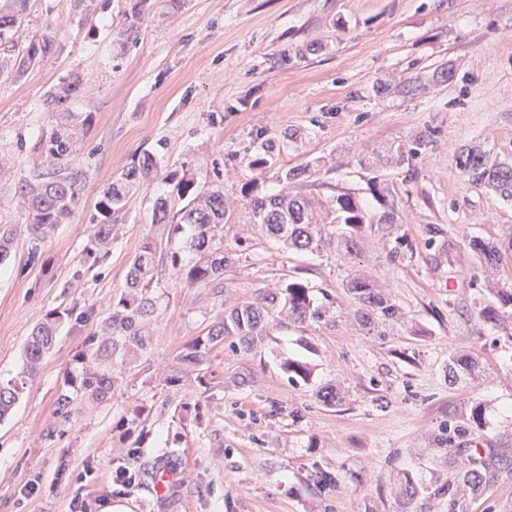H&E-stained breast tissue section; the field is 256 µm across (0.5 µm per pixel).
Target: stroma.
<instances>
[{"instance_id": "obj_1", "label": "stroma", "mask_w": 512, "mask_h": 512, "mask_svg": "<svg viewBox=\"0 0 512 512\" xmlns=\"http://www.w3.org/2000/svg\"><path fill=\"white\" fill-rule=\"evenodd\" d=\"M137 45L116 34L131 0H29L21 35L51 34L55 48L16 82L0 83V233L15 247L0 263V375L22 364L24 343L47 310L90 305L89 322L62 324L54 348L0 421V512H448L434 498L463 466L470 438L449 437L483 409L491 447L512 448V340L483 322L488 283L512 288V251L481 267L466 242L512 239V201L470 186L456 164L479 144L512 162V0H148ZM453 69L450 82L430 77ZM84 91L72 107L93 115L75 161L79 204L31 261L20 181L43 163L49 93L70 76ZM428 141L413 177L382 163L389 149ZM269 164H257L263 143ZM153 153L157 167L132 190L110 255L83 249L101 191ZM308 166L310 177L287 179ZM222 186L229 220L223 295L170 277L151 286L159 311L151 346L107 400L77 399L64 433L54 401L85 336L99 331L123 291L153 222L157 197L176 200ZM301 193L318 213L349 194L373 214L393 207L414 254L391 258L385 225L353 253L331 245L295 252L251 222L250 203ZM444 238L428 242L425 227ZM310 283L322 319L273 328L254 349L221 342L206 385L182 375L178 355L226 309L294 271ZM373 278L395 318L363 326L347 290ZM470 355L473 375L450 380L449 353ZM307 363L308 382L283 365ZM180 376L177 385L167 384ZM336 389L335 405L323 403ZM193 403L184 411V403ZM141 410L140 427L120 423ZM174 483L159 494L154 474ZM415 486L416 496L405 489ZM464 512H512V473L460 490Z\"/></svg>"}]
</instances>
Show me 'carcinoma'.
I'll use <instances>...</instances> for the list:
<instances>
[{"mask_svg": "<svg viewBox=\"0 0 512 512\" xmlns=\"http://www.w3.org/2000/svg\"><path fill=\"white\" fill-rule=\"evenodd\" d=\"M28 0H0V78L16 80L31 67L51 54L54 41L48 35L35 37L24 44L13 40L22 26ZM146 0H135L130 20L123 31L124 43L138 40L136 20L142 17ZM82 92V83L72 78L49 94L55 113V125L46 135L43 148L46 163L34 169L20 186V195L27 211V231L34 241L46 238L59 224L69 223L79 201L82 169L74 162L76 134L92 124V115L74 112L69 102ZM425 145L417 140L410 147H400L390 156L398 166L411 165L413 157ZM156 161L151 153L143 154L138 163L124 170L102 192L97 201V223L93 225L86 256L92 264L105 260L112 250L116 214L121 212L132 189L149 179ZM457 166L473 187L490 189L506 200H512V165L490 157L479 145H468L457 156ZM254 223L268 238L282 242L297 251L318 250L331 244L332 234L317 220L312 201L301 194H273L258 197L251 203ZM336 220L341 224V244L348 252L356 250L358 241L372 224L397 228L394 209L380 215L370 214L348 194L336 197ZM224 191L216 186L192 196L185 205L173 210L168 198L158 197L154 203V224L143 238L139 251L129 267L125 291L112 303V314L100 332L86 337L73 358L64 388L55 399L54 416L58 423H68L73 416L74 401L85 397L102 401L121 378L127 365L143 356L149 347L148 325L157 311V298L150 293L151 284L167 274L189 286L208 288L223 294L224 265L229 254L224 252ZM468 247L488 265L499 263L501 246L491 239L471 238ZM348 288L359 304L358 316L363 325L372 327L396 315L394 305L381 295L371 277L359 275L348 282ZM499 306H485L482 319L496 327L504 318H512V288H497ZM90 310L78 306L54 308L34 324L23 351L21 370L8 378H0V419L9 414L19 401L28 382L54 346L58 329L66 320L83 322ZM322 312L314 306L309 282L298 276L278 292H261L253 299L224 312L207 334L197 337L178 356L183 370H201L213 346L233 338L249 348L270 335V328L284 324L305 323L319 319ZM477 361L467 355L448 358V373L470 375ZM288 380L307 381L310 371L302 361L284 364ZM512 470V454L500 448H478L467 466L437 487L433 495L448 496V512L460 507L456 487L495 483L502 470Z\"/></svg>", "mask_w": 512, "mask_h": 512, "instance_id": "carcinoma-1", "label": "carcinoma"}]
</instances>
